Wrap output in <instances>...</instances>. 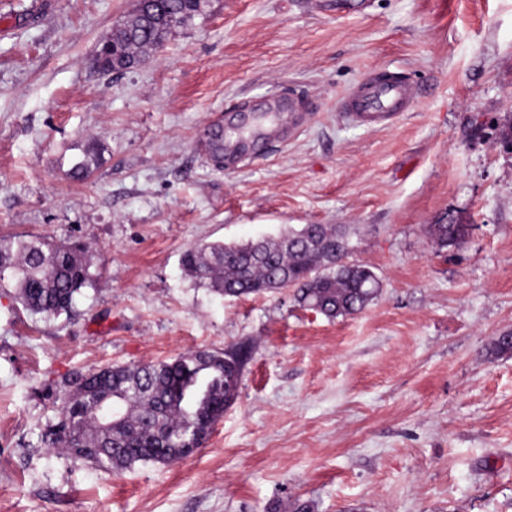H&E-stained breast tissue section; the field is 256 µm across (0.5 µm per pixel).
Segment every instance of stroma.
I'll use <instances>...</instances> for the list:
<instances>
[{
  "instance_id": "35a3bbf8",
  "label": "stroma",
  "mask_w": 512,
  "mask_h": 512,
  "mask_svg": "<svg viewBox=\"0 0 512 512\" xmlns=\"http://www.w3.org/2000/svg\"><path fill=\"white\" fill-rule=\"evenodd\" d=\"M202 0L120 74L92 59L136 0H0V236L78 239L74 311L0 290V512H512V0ZM418 89L393 126L340 112L379 71ZM307 114L225 169L228 112ZM91 176L70 169L85 151ZM453 217L464 244L425 230ZM346 229L380 282L330 319L284 288L220 297L201 242ZM247 350L235 402L182 461L106 472L39 444L73 373Z\"/></svg>"
}]
</instances>
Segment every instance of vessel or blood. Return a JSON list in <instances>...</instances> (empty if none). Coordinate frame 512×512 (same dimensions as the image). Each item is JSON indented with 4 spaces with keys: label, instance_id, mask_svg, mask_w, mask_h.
Returning <instances> with one entry per match:
<instances>
[{
    "label": "vessel or blood",
    "instance_id": "1",
    "mask_svg": "<svg viewBox=\"0 0 512 512\" xmlns=\"http://www.w3.org/2000/svg\"><path fill=\"white\" fill-rule=\"evenodd\" d=\"M417 96L415 87L395 72H379L367 77L341 101V109L358 123L382 128L411 109ZM303 120L299 112H263L247 141L233 139L224 144V162L233 164L239 154L271 140L283 139L288 129Z\"/></svg>",
    "mask_w": 512,
    "mask_h": 512
}]
</instances>
